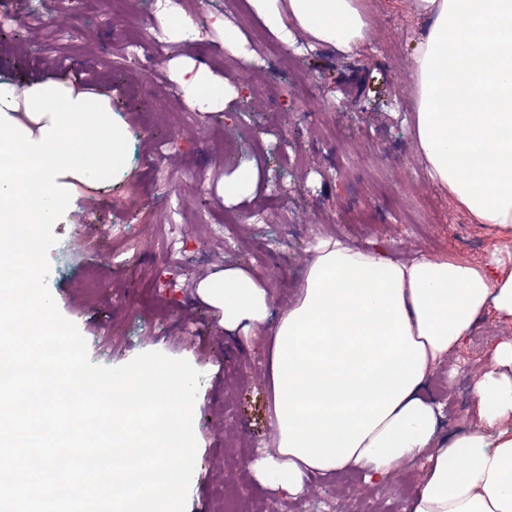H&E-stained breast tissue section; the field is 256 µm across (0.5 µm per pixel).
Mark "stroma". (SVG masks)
Masks as SVG:
<instances>
[{
  "label": "stroma",
  "instance_id": "stroma-1",
  "mask_svg": "<svg viewBox=\"0 0 512 512\" xmlns=\"http://www.w3.org/2000/svg\"><path fill=\"white\" fill-rule=\"evenodd\" d=\"M379 30L355 54L294 32V63L265 56L277 36L237 0H185L142 9L124 20L115 0H21L9 10L20 22L0 35V82L26 96L50 84L70 89L60 71L91 73L99 106L127 125L125 173L97 190L79 189L53 227L47 286L60 313L85 338L92 363L119 366L144 352L188 360L201 374L194 407L197 455L186 512H215L233 484L235 512H403L391 486L369 488L355 472L313 476L298 496L265 483L255 467L272 456V389L262 337L225 332L218 310L198 294L208 274L239 269L268 291L272 317L287 309L322 236L379 247L395 259L417 252L451 258L468 244L465 262L479 265L500 251L512 266V236L474 224L447 189L427 174L414 134L415 93L400 86L424 19L415 0H358ZM204 32L182 40L176 19ZM235 33L226 47L223 36ZM266 57L245 87L242 65ZM187 68L206 70L224 94L198 104L169 85ZM340 126L349 145L325 142ZM254 182L228 199L225 183L242 167ZM404 189L419 184L436 208L431 243L420 246L412 225L373 206L371 180ZM232 212L236 244L210 227ZM512 336V318L489 313L473 327L452 366L431 379L443 384L439 434L477 421L473 385L491 350Z\"/></svg>",
  "mask_w": 512,
  "mask_h": 512
}]
</instances>
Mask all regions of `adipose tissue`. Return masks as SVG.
I'll return each instance as SVG.
<instances>
[{
	"mask_svg": "<svg viewBox=\"0 0 512 512\" xmlns=\"http://www.w3.org/2000/svg\"><path fill=\"white\" fill-rule=\"evenodd\" d=\"M268 28L289 23L352 54L370 38L357 0H250ZM428 26L412 54L415 136L430 179L474 223L512 234V0H416ZM128 133L85 93L46 85L26 109L0 114V280L11 279L40 318L50 308L34 271H20L6 226L55 223L71 202L69 180L123 164ZM35 191L39 204L15 201ZM199 289L224 329L270 333L277 457L263 478L288 495L307 475L360 473L384 484L425 459L406 512H512V337L497 342L474 385L478 424L445 440L440 408L422 390L475 322L512 317V269L498 253L474 266L418 254L393 260L380 248L316 240L296 297L276 323L270 299L239 270L210 274Z\"/></svg>",
	"mask_w": 512,
	"mask_h": 512,
	"instance_id": "adipose-tissue-1",
	"label": "adipose tissue"
}]
</instances>
